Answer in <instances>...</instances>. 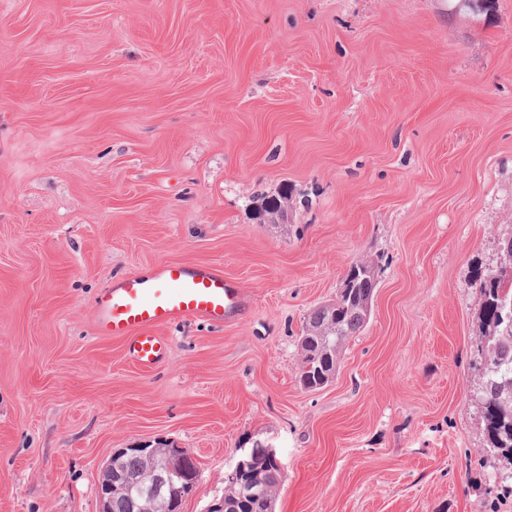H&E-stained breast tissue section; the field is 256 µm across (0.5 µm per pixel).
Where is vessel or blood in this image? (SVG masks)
<instances>
[{
  "label": "vessel or blood",
  "mask_w": 512,
  "mask_h": 512,
  "mask_svg": "<svg viewBox=\"0 0 512 512\" xmlns=\"http://www.w3.org/2000/svg\"><path fill=\"white\" fill-rule=\"evenodd\" d=\"M248 306L245 290L212 266L161 264L104 290L95 301V325L100 335L126 339L130 359L148 370L166 353L156 328L190 318L221 325Z\"/></svg>",
  "instance_id": "vessel-or-blood-1"
}]
</instances>
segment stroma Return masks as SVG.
Segmentation results:
<instances>
[{"mask_svg":"<svg viewBox=\"0 0 512 512\" xmlns=\"http://www.w3.org/2000/svg\"><path fill=\"white\" fill-rule=\"evenodd\" d=\"M511 239L512 0H0V512H99L158 440L198 465L181 512L258 445L275 512H512L474 397ZM363 259L369 322L305 389L304 319ZM170 262L250 306L144 370L93 305Z\"/></svg>","mask_w":512,"mask_h":512,"instance_id":"35a3bbf8","label":"stroma"}]
</instances>
